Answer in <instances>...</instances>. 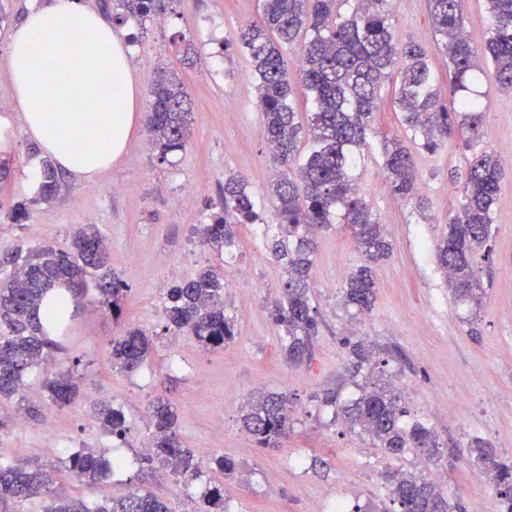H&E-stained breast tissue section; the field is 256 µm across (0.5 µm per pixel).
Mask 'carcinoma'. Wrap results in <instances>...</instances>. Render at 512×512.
<instances>
[{"label":"carcinoma","instance_id":"obj_1","mask_svg":"<svg viewBox=\"0 0 512 512\" xmlns=\"http://www.w3.org/2000/svg\"><path fill=\"white\" fill-rule=\"evenodd\" d=\"M124 12L120 23L155 12L156 0H119ZM434 34L439 37L441 60L448 65L450 104L436 87L433 59L416 42L400 44L391 29V0H263V25H248L236 37L250 58L257 78L256 92L263 112V135L276 164L270 184L280 224L265 223L258 199L240 176L224 178V205L200 232L212 248L231 254L236 246V227L252 224L267 249L282 264L286 277L281 295L271 302L268 315L284 330L282 340L290 362L312 356L313 339L320 334L318 311L309 282L317 234L338 225L347 231L363 254L365 264L346 279L343 304L360 313L372 309L376 296L370 264L390 256L391 244L384 225L359 183L373 140V114L391 92L400 112L404 135L383 136L378 144L381 167L392 193L426 207L418 194L419 168L405 141L434 154L448 140L460 137L467 167L460 187L456 214L435 244L438 267L445 273L454 298L477 308L482 303L474 267L476 257L491 252V226L498 200L500 163L485 141L482 114L487 103L473 89L475 72L483 65L492 69L499 90L512 93V0H486L489 25L482 56L465 29V0H429ZM298 46L299 77L288 81L283 47ZM151 107L146 129L159 158L182 149L189 131L187 92L177 75L156 68L151 86ZM312 101L313 111L301 117L297 95ZM60 184L52 165L42 162L37 198L55 196ZM79 293L93 288L98 302L118 318L123 313L127 283L112 271L106 241L95 224H83L72 235L70 249L49 245L27 246L20 242L0 253V401L17 400L27 377L43 364L54 369L42 376L49 401L61 408L82 397L74 367L56 358L60 350L53 334L70 318L58 288ZM50 313L39 320L41 309ZM165 331L189 332L208 350L224 348L234 338L232 319L224 314V276L207 267L169 289L162 308ZM356 368L370 362L362 343L348 338ZM152 349V339L139 328L129 329L111 342L112 367L126 374L141 369ZM94 416L112 437L125 440L127 418L123 407L108 402L93 405ZM351 431L367 435L374 444L396 458L410 448L426 460L438 454L433 431L420 421L406 420L400 397L383 387L361 389V394L341 408ZM153 427L148 447L150 461L158 462L191 488L203 469L213 467L226 474L236 464L222 455L203 459L182 446L178 412L171 401L158 397L149 403ZM291 410L281 396L267 394L249 405L242 426L261 448H278L288 436ZM467 455L494 471L504 512H512V464L497 461L477 440ZM121 459L105 452L80 448L64 464L78 482L97 483L111 477ZM53 473L13 464L0 458V506L49 492ZM392 502L401 512H454L448 500L424 479H396L390 489ZM44 512H168L156 495L123 489L108 506L71 499H57ZM195 512H227L224 489L205 487Z\"/></svg>","mask_w":512,"mask_h":512}]
</instances>
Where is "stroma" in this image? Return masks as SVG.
Returning <instances> with one entry per match:
<instances>
[{
  "label": "stroma",
  "mask_w": 512,
  "mask_h": 512,
  "mask_svg": "<svg viewBox=\"0 0 512 512\" xmlns=\"http://www.w3.org/2000/svg\"><path fill=\"white\" fill-rule=\"evenodd\" d=\"M42 2L0 0V137L8 143L0 153L8 167L0 182V250L20 241L64 248L75 227L91 222L105 237L112 269L129 291L121 319H113L90 292L80 297L69 322L71 340L61 357L75 363L84 399L57 407L32 378L25 395L35 416L19 418L12 404L0 403V455L55 474L48 496L10 503V512H43L54 498L102 502L128 487L160 495L170 512H194L197 489H184L144 461L151 432L145 411L158 396L175 404L185 447L204 458L221 454L236 462L233 474L210 469L203 478L223 485L228 512H311L335 503L345 512H397L387 480L415 474L420 454L393 459L367 436L350 432L333 408L318 405L327 393L344 401L372 382L391 387L412 419L434 430L439 457L426 468L444 475L439 488L449 503L462 512H502L488 469L467 463L466 450L478 436L490 442L498 459L512 462V95L499 93L487 79L480 86L488 101L483 124L502 168L492 254L479 263L482 306L454 299L434 257V244L459 202L454 183L467 164L460 140L437 153L418 154L423 210L392 194L379 157L372 156L361 189L393 243L391 256L373 268V309L358 314L343 305L344 282L362 254L341 229L323 231L311 270L322 332L311 359L290 364L281 331L266 311L285 275L254 226H238V253L229 264L199 233L220 209L225 176H245L260 197L269 190L271 162L254 71L233 41L241 27L261 22V0H163L155 15L119 25L141 85H148L161 62L184 83L188 142L163 160L144 128H137L124 156L94 184L71 182L57 196L38 201L42 156L15 108L5 58L11 26ZM392 26L396 40L413 38L436 53L428 0L396 7ZM188 195L193 205L186 208L182 200ZM23 202L29 214L14 220ZM204 266L228 278L242 268L248 272L224 292L235 338L218 352L192 336L166 332L161 313L168 289ZM352 323L360 326L353 335ZM129 327L153 336L155 349L142 370L127 375L113 370L108 349L110 339ZM351 335L371 352L370 365L358 373L341 345ZM268 392L287 396L292 411L291 429L279 448L258 447L240 424L244 405ZM97 400L124 408L125 441L98 426L91 410ZM84 446L120 455L122 464L110 482L81 484L63 471L67 456Z\"/></svg>",
  "instance_id": "obj_1"
}]
</instances>
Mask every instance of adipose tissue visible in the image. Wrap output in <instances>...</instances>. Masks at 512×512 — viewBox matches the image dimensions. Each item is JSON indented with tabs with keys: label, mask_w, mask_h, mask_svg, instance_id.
I'll list each match as a JSON object with an SVG mask.
<instances>
[{
	"label": "adipose tissue",
	"mask_w": 512,
	"mask_h": 512,
	"mask_svg": "<svg viewBox=\"0 0 512 512\" xmlns=\"http://www.w3.org/2000/svg\"><path fill=\"white\" fill-rule=\"evenodd\" d=\"M6 68L29 139L54 168L91 184L139 125L140 79L126 40L85 0H46L9 34Z\"/></svg>",
	"instance_id": "ef3b65f1"
}]
</instances>
